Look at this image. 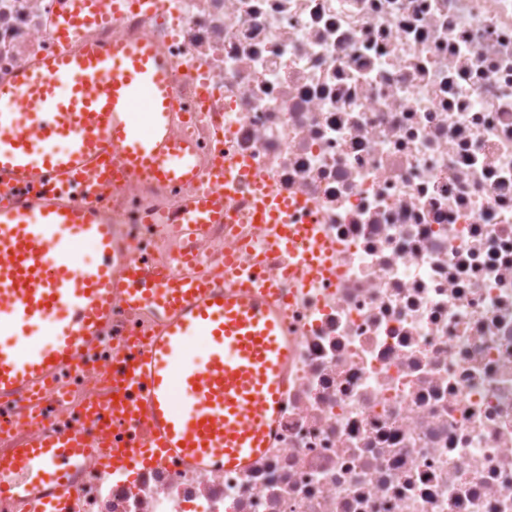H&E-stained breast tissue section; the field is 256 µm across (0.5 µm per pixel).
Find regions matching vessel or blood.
<instances>
[{"label":"vessel or blood","mask_w":512,"mask_h":512,"mask_svg":"<svg viewBox=\"0 0 512 512\" xmlns=\"http://www.w3.org/2000/svg\"><path fill=\"white\" fill-rule=\"evenodd\" d=\"M104 0H59L51 19L62 50L0 80V188L19 183L72 184L93 175L100 188L122 178L156 185L195 179V151L169 132L170 63L149 41L84 43L74 33L96 24ZM230 172L212 171L217 191L186 201L177 222L184 237L208 224L233 223ZM250 208L264 241L302 253L291 268L304 286L332 277L334 249L316 220L296 223L297 203L266 180L256 181ZM91 202L58 195L0 203V335L55 318L51 340L0 346V398H33L80 354L92 350L112 322V295L123 289L130 309H149L165 324L141 342V355L115 375L111 426H142L133 448H113L115 464L169 456L197 470L247 468L273 430L290 350L272 278L224 288L197 274L128 267L112 277V227ZM95 243L100 260L77 265L74 241ZM209 337L205 361L183 366L188 337ZM86 451L76 432L28 437L0 454V502L26 512H53L50 492L71 496Z\"/></svg>","instance_id":"obj_1"}]
</instances>
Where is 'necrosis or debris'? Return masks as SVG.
<instances>
[{
	"instance_id": "4bbe7bcc",
	"label": "necrosis or debris",
	"mask_w": 512,
	"mask_h": 512,
	"mask_svg": "<svg viewBox=\"0 0 512 512\" xmlns=\"http://www.w3.org/2000/svg\"><path fill=\"white\" fill-rule=\"evenodd\" d=\"M58 0H0V79L56 49ZM74 35L170 59L171 133L195 184L99 198L112 274L281 278L243 197L186 241L172 223L244 159L315 212L338 277L282 284L292 343L278 428L246 470L83 461L77 512H512V0H120ZM158 326L112 327L31 404L0 406V451L108 406L110 365Z\"/></svg>"
}]
</instances>
